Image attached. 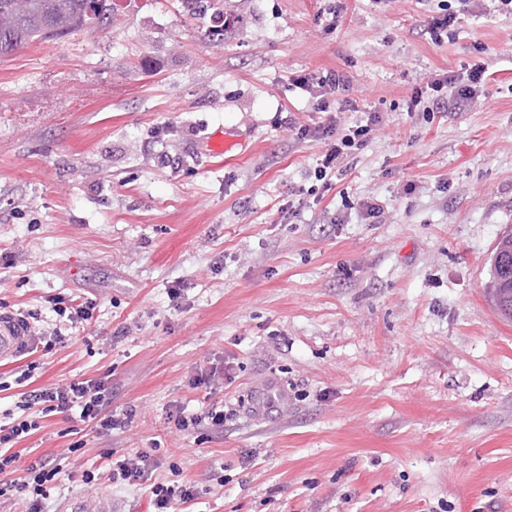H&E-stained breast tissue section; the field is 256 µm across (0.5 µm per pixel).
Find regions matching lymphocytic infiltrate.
I'll return each mask as SVG.
<instances>
[{"mask_svg":"<svg viewBox=\"0 0 512 512\" xmlns=\"http://www.w3.org/2000/svg\"><path fill=\"white\" fill-rule=\"evenodd\" d=\"M485 73L484 67L470 68L465 75H448L430 80L428 87L431 97L415 94L408 106L412 112H431L441 104H449L462 109L472 98L477 85ZM295 84L304 87L315 99V111L329 112L336 105L337 95L350 92L352 80L348 74L329 71L324 75L304 74L295 77ZM379 113H369L368 117L340 129L336 124L318 126V137L324 142L323 153L314 169L316 180L330 182L336 173L345 150L361 148L370 140L374 128L380 123ZM110 397L107 387L102 383L87 381L35 389L25 393L18 403L22 417L11 424H0V474L6 472L15 461L10 450L18 439L26 437L32 430L38 429L37 420L25 418L26 410L35 408L42 415L78 411L82 420L95 422L100 432L110 433L125 429L129 416L110 410ZM158 462L150 454L138 452L112 465L111 480L120 487L148 485L150 501L154 512H170L173 505L191 502L196 497L195 486L183 479L179 470H171L169 476L156 483H148L149 473L156 470ZM56 469L46 468L45 464L29 465L27 474L17 484L0 482V497L10 489L17 488L29 492L25 512H45V503L50 497Z\"/></svg>","mask_w":512,"mask_h":512,"instance_id":"f902f5d3","label":"lymphocytic infiltrate"}]
</instances>
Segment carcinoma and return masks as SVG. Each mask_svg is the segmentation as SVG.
<instances>
[{
    "label": "carcinoma",
    "instance_id": "obj_1",
    "mask_svg": "<svg viewBox=\"0 0 512 512\" xmlns=\"http://www.w3.org/2000/svg\"><path fill=\"white\" fill-rule=\"evenodd\" d=\"M112 0H0V61L37 39L111 25ZM501 315L512 319V269L492 264L487 285Z\"/></svg>",
    "mask_w": 512,
    "mask_h": 512
}]
</instances>
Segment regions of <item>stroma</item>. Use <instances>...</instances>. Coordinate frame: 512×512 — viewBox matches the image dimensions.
Masks as SVG:
<instances>
[{
  "label": "stroma",
  "mask_w": 512,
  "mask_h": 512,
  "mask_svg": "<svg viewBox=\"0 0 512 512\" xmlns=\"http://www.w3.org/2000/svg\"><path fill=\"white\" fill-rule=\"evenodd\" d=\"M443 7L457 19L437 45ZM479 63L464 110L409 111L431 77ZM330 70L353 106L319 114L292 79ZM374 111L331 187L288 208L323 147L289 124ZM219 128L231 157L203 153ZM510 232L512 15L485 0H135L109 28L36 41L0 61V312L49 330L51 298L95 309L67 342L0 361V421L25 388L100 379L131 421L41 418L0 480L39 458L61 471L51 512L74 496L148 512L146 489L108 479L140 451L194 483L175 512H512V320L485 288ZM214 368L223 383L191 387ZM272 379L287 410L247 416ZM206 403L230 411L223 430L168 424Z\"/></svg>",
  "instance_id": "35a3bbf8"
}]
</instances>
